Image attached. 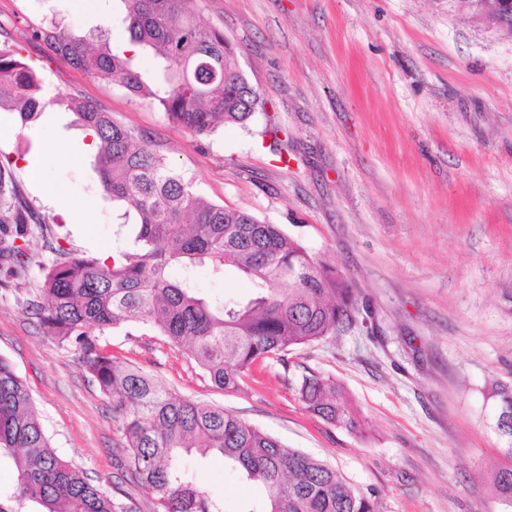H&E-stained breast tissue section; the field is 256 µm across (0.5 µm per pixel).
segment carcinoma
I'll return each mask as SVG.
<instances>
[{
	"mask_svg": "<svg viewBox=\"0 0 512 512\" xmlns=\"http://www.w3.org/2000/svg\"><path fill=\"white\" fill-rule=\"evenodd\" d=\"M131 50L110 46L107 30L77 36L52 22L32 31L72 67L117 83L154 105L195 135L224 123H246L260 105L241 74L224 34L198 24L194 0H119ZM71 111L96 141L95 168L103 194L124 208L120 225L134 218L133 248L112 264L54 249L41 268L42 283L26 300L40 329L79 352L85 374L112 400L120 422V467L135 486L154 493L152 512H223L185 473L181 457L215 452L268 489L261 509L243 512H377L327 464L284 447L222 407L173 395L162 382L120 365L101 344L106 333L128 322L147 326L171 349L182 351L221 390L236 389L258 361H285L294 349L336 335L356 323L351 281L313 260L280 225L236 208L204 200L139 131L94 102L71 97L47 100L41 79L24 62L21 48L0 42V110L33 122L50 106ZM40 222L26 202L10 161L0 160V224ZM0 235V267L19 279L28 253ZM210 263L230 264L265 285L243 305L227 307L200 296L188 279L172 277ZM288 285L283 289L282 285ZM296 393L323 421L360 431L355 411L336 381L302 375ZM496 429L508 463L493 473L494 487L512 507V386H498ZM13 457L17 479L0 490V512H18L29 500L43 512H132L109 490L111 476H91L63 460L36 412L31 391L0 358V455Z\"/></svg>",
	"mask_w": 512,
	"mask_h": 512,
	"instance_id": "cac0c4a2",
	"label": "carcinoma"
}]
</instances>
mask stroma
<instances>
[{
  "instance_id": "obj_1",
  "label": "stroma",
  "mask_w": 512,
  "mask_h": 512,
  "mask_svg": "<svg viewBox=\"0 0 512 512\" xmlns=\"http://www.w3.org/2000/svg\"><path fill=\"white\" fill-rule=\"evenodd\" d=\"M200 22L234 47L263 109L196 137L124 87L73 68L34 28L129 34L112 0H0V41L20 44L53 102L33 124L0 111V156L45 225L28 224L27 279L0 271V356L26 381L57 453L112 474V402L77 350L44 335L23 305L52 260L44 234L79 254L126 248L95 152L55 100L78 94L144 133L210 201L282 225L353 284L361 324L254 367L234 391L212 385L151 329L107 341L123 363L176 396L232 411L336 471L377 512H512L491 484L501 462L495 382L512 384V31L466 0H195ZM90 205L47 202L45 186ZM200 295L235 305L262 291L233 266L193 272ZM316 372L359 413V437L309 415L294 386ZM198 487L225 512L263 485L193 456Z\"/></svg>"
}]
</instances>
